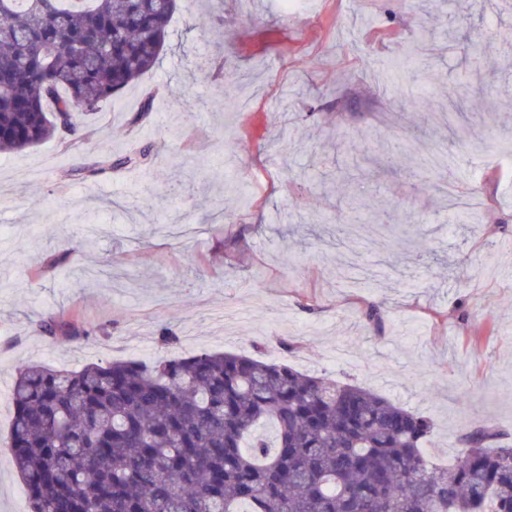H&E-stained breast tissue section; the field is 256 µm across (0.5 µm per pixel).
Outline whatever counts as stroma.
I'll list each match as a JSON object with an SVG mask.
<instances>
[{"label": "stroma", "mask_w": 512, "mask_h": 512, "mask_svg": "<svg viewBox=\"0 0 512 512\" xmlns=\"http://www.w3.org/2000/svg\"><path fill=\"white\" fill-rule=\"evenodd\" d=\"M459 4L178 0L155 68L80 138L0 153V512H30L9 448L30 362L244 353L429 416L435 463L482 424L512 446V0ZM449 23L480 33L483 77L430 37ZM136 146L148 165L79 173ZM354 195L374 222L337 225Z\"/></svg>", "instance_id": "35a3bbf8"}]
</instances>
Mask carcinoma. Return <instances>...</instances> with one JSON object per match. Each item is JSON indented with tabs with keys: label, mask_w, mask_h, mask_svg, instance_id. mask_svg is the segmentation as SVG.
I'll list each match as a JSON object with an SVG mask.
<instances>
[{
	"label": "carcinoma",
	"mask_w": 512,
	"mask_h": 512,
	"mask_svg": "<svg viewBox=\"0 0 512 512\" xmlns=\"http://www.w3.org/2000/svg\"><path fill=\"white\" fill-rule=\"evenodd\" d=\"M177 0H0V153L71 134L152 70ZM446 39L465 57L479 36ZM10 448L32 512H512V448L461 434L451 471L430 418L358 384L201 350L152 363L18 368ZM277 429L270 448L252 436Z\"/></svg>",
	"instance_id": "1"
}]
</instances>
